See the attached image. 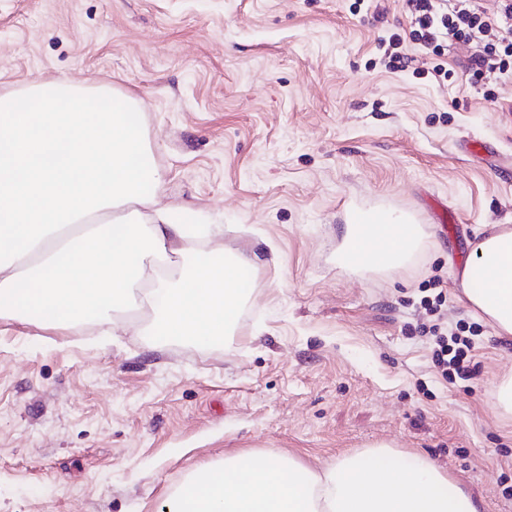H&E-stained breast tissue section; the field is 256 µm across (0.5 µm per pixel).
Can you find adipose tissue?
Here are the masks:
<instances>
[{
    "label": "adipose tissue",
    "instance_id": "ef3b65f1",
    "mask_svg": "<svg viewBox=\"0 0 512 512\" xmlns=\"http://www.w3.org/2000/svg\"><path fill=\"white\" fill-rule=\"evenodd\" d=\"M160 182L123 95L54 83L0 95V314L55 324H112L113 312L148 306L151 335L198 342L232 327L255 263L194 257L178 273L187 228L153 208ZM423 235L386 214L348 225L349 265L395 263ZM466 302L497 336L512 339V226L489 225L456 273ZM167 512H481L425 455L386 444L323 470L290 457H225L186 479Z\"/></svg>",
    "mask_w": 512,
    "mask_h": 512
}]
</instances>
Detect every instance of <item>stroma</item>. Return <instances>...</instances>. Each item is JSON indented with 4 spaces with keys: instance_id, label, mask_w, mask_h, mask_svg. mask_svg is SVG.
<instances>
[{
    "instance_id": "stroma-1",
    "label": "stroma",
    "mask_w": 512,
    "mask_h": 512,
    "mask_svg": "<svg viewBox=\"0 0 512 512\" xmlns=\"http://www.w3.org/2000/svg\"><path fill=\"white\" fill-rule=\"evenodd\" d=\"M409 31L404 0H0V93L132 98L158 207L199 230L185 255L215 239L257 257L209 347L153 342L144 310L108 335L1 317L0 512H163L229 455L321 468L379 443L512 512V418L495 397L512 341L454 278L484 225H512V76L474 80V45L435 58ZM395 33L402 71L386 66ZM357 213L411 216L427 238L401 267L343 266ZM437 290L448 327H478L470 379L432 361L420 301Z\"/></svg>"
}]
</instances>
